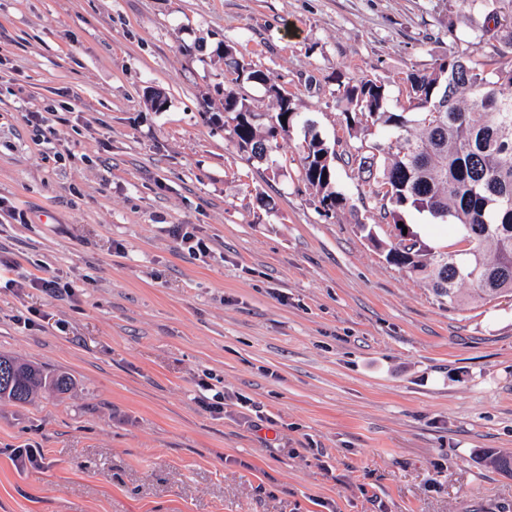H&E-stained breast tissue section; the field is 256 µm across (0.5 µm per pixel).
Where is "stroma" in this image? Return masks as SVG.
I'll return each instance as SVG.
<instances>
[{
	"mask_svg": "<svg viewBox=\"0 0 512 512\" xmlns=\"http://www.w3.org/2000/svg\"><path fill=\"white\" fill-rule=\"evenodd\" d=\"M483 22L474 0H0V353L73 380L0 401V512H512L478 459L512 452V298L449 306L387 261L398 228L361 230L356 166L322 214L302 127L254 159L221 105L272 109L230 44L326 142L378 143L349 137L337 75L403 111L406 74Z\"/></svg>",
	"mask_w": 512,
	"mask_h": 512,
	"instance_id": "1",
	"label": "stroma"
}]
</instances>
